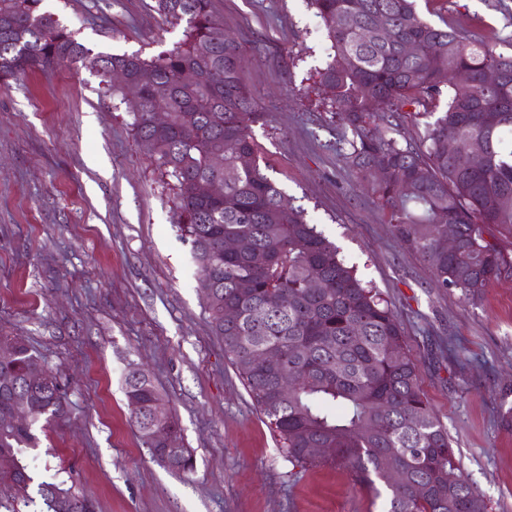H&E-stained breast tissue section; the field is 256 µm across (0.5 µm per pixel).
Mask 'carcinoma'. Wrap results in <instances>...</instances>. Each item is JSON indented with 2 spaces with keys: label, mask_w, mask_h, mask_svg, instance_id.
<instances>
[{
  "label": "carcinoma",
  "mask_w": 512,
  "mask_h": 512,
  "mask_svg": "<svg viewBox=\"0 0 512 512\" xmlns=\"http://www.w3.org/2000/svg\"><path fill=\"white\" fill-rule=\"evenodd\" d=\"M41 2L0 0V82L35 68H85L92 59L102 82L110 83L107 70L120 68L138 84L141 111L133 130L177 189L178 223L213 283L210 326L288 461L347 468L354 486L377 497L389 491L388 512H474L480 497L458 474L448 431L420 388L400 322L261 168L252 124L264 113L241 80L242 46L213 17L210 0H156L163 19L184 20L187 27L172 49L149 59L93 52L41 10ZM311 2L334 50L320 77L345 106V162L388 210L396 238L424 262L435 287L478 300L493 282L512 276V246L505 243L512 237V205H499L501 197H512V138L506 137L512 132V53L430 24L414 0ZM380 16L387 21L382 31L375 28ZM408 43L415 46L411 54L403 51ZM498 66L509 76L484 85L485 71ZM461 70L470 82L456 80ZM159 104L170 113L162 128L152 123ZM405 110L433 118L418 142L394 137ZM475 143L484 145V159L470 167L466 156ZM379 169L388 171L387 179L377 178ZM206 180L223 182L224 196L199 195L197 185ZM450 226L459 247L448 254L439 244ZM228 238L237 242L232 252L224 251ZM315 279L323 287L313 291L308 285ZM15 340L0 335V347L12 349L0 360V376L21 381L46 361ZM394 344L401 347L398 357ZM265 349L280 353L291 381L259 363ZM24 390L31 418L0 425V455L14 459L10 468L0 465V474L28 505L34 477L25 454L38 447L35 426L66 418L68 400L53 372L43 384L24 383ZM124 393L128 405H141L132 424L152 456L192 472L190 449L173 455L167 448L170 431L181 435L175 417L145 432L152 404L164 400L152 380L130 373ZM318 447L334 452L322 459L306 454ZM37 494L48 512H56L58 494L78 498L63 481L44 480Z\"/></svg>",
  "instance_id": "carcinoma-1"
}]
</instances>
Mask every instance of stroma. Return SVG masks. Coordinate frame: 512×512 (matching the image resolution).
I'll list each match as a JSON object with an SVG mask.
<instances>
[{"label":"stroma","instance_id":"35a3bbf8","mask_svg":"<svg viewBox=\"0 0 512 512\" xmlns=\"http://www.w3.org/2000/svg\"><path fill=\"white\" fill-rule=\"evenodd\" d=\"M96 52L150 58L182 40L155 0H43ZM430 23L512 37V0H416ZM244 51L243 84L266 117L260 165L339 246L400 321L419 384L486 512H512V278L476 303L435 287L340 151L319 83L330 53L310 0H211ZM100 76L34 70L0 85V333L25 339L67 392L64 425L28 462L96 512H387L349 472L288 462L204 310L176 194ZM178 417L195 470L157 462L130 422L129 366Z\"/></svg>","mask_w":512,"mask_h":512}]
</instances>
